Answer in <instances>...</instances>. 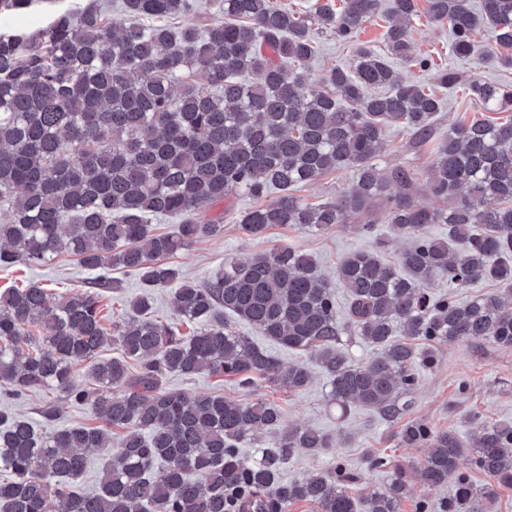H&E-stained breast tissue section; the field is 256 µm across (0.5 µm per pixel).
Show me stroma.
<instances>
[{
    "instance_id": "obj_1",
    "label": "stroma",
    "mask_w": 512,
    "mask_h": 512,
    "mask_svg": "<svg viewBox=\"0 0 512 512\" xmlns=\"http://www.w3.org/2000/svg\"><path fill=\"white\" fill-rule=\"evenodd\" d=\"M420 11L412 21L410 41L413 55L428 58L427 67L406 68V76L435 90L443 105L435 116V131L445 134L451 126L474 118L495 122L512 120L508 112H486L482 103L469 95L467 87L473 80L512 85V66L487 62L488 47L493 46L489 31L473 36V52L461 59L450 51L448 26L435 23L426 11V0H417ZM317 55L309 72L313 83L333 68L351 62L353 49L338 42L329 31L313 29ZM494 47V46H493ZM453 69L459 80L453 87H442L438 76L444 69ZM379 168L413 170L419 180H426L435 163L433 144H418L400 128H387L381 150L376 158ZM254 198L237 195L224 213L223 229L217 235L198 239L189 248L170 256L186 281L200 283L223 267L225 262L248 260L271 246L288 243L307 253L316 263L320 275L332 283L336 292L338 317L346 315L347 290L336 277V269L345 255L356 249L376 251L386 261L395 260L409 240L392 225L378 223L376 239L361 236L351 224H340L323 231H310L292 225L275 226L265 238L246 236L238 220L244 211L255 206ZM96 279L93 271L80 266L68 255L54 256L40 266L16 264L0 268V290L38 281L47 288L50 301L83 292ZM433 361L422 367L411 394V404L404 419L387 420L375 410L354 405L347 413H339L328 401L329 386L322 372H315L312 383L303 391L288 389L268 382L257 387H243L230 376L201 375L184 378L172 375L168 388L189 394H221L239 402L263 398L279 405L284 427L301 425L328 434L332 445L313 454L300 450L282 469L288 480H302L312 472H335L337 466L357 474L356 482L346 484V492L361 498L369 492L384 489L396 468L408 470L409 493L401 504V512H420L423 504L447 498L444 488H428L415 475L413 466L421 464L429 453L427 444L408 445L400 433L405 420H418L435 432H452L469 436L475 422H512V348H503L491 340L480 339L455 345L432 346ZM59 408L56 420H45L41 410L47 402ZM9 405L28 418L43 433L71 424L98 425L99 420L87 406L61 399L59 392L37 390L14 397L0 393V405Z\"/></svg>"
}]
</instances>
